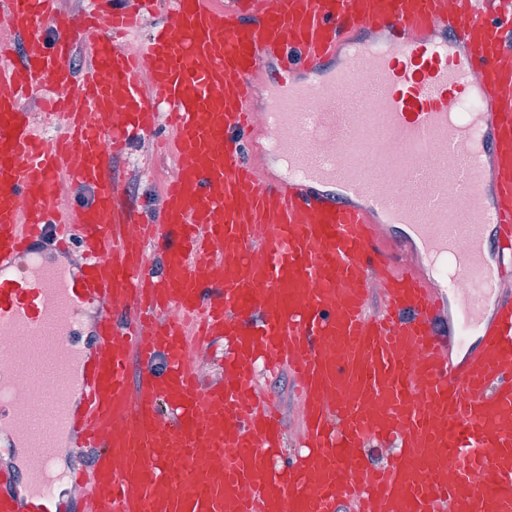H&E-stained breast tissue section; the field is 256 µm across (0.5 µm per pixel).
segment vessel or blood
Instances as JSON below:
<instances>
[{
	"label": "vessel or blood",
	"instance_id": "vessel-or-blood-1",
	"mask_svg": "<svg viewBox=\"0 0 512 512\" xmlns=\"http://www.w3.org/2000/svg\"><path fill=\"white\" fill-rule=\"evenodd\" d=\"M278 4L0 0V337L27 378L0 383V446L21 451L0 512H512V13ZM31 97L58 134L35 135ZM269 126L287 148L260 173ZM146 136L179 162L156 211L113 174ZM63 173L94 191L64 213ZM66 246L79 263L52 260ZM216 336L205 386L190 354ZM260 361L305 410L282 467ZM65 443L95 451L77 500L52 492ZM223 352V347L217 343L207 353L200 354L198 366L204 382L216 383L221 379V373L216 360Z\"/></svg>",
	"mask_w": 512,
	"mask_h": 512
}]
</instances>
